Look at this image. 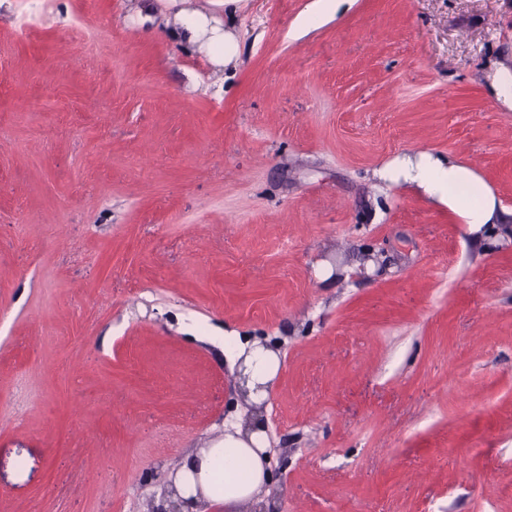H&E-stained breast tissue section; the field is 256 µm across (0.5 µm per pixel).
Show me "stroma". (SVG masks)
<instances>
[{
    "label": "stroma",
    "mask_w": 512,
    "mask_h": 512,
    "mask_svg": "<svg viewBox=\"0 0 512 512\" xmlns=\"http://www.w3.org/2000/svg\"><path fill=\"white\" fill-rule=\"evenodd\" d=\"M314 2L0 0V512H160L228 336L279 512H512V0ZM421 152L499 224L381 178ZM182 36L189 42H195L207 37L206 45L210 48L215 63L224 66L231 63L237 53V45L232 34L220 32L217 28L209 26L206 16L192 11L186 12L181 18ZM230 360L233 366L239 362L238 370L248 377L243 383L239 373L240 383L247 389L250 403L261 405L268 396L267 386L269 384L270 387L279 369L277 354L255 343H246L231 353ZM257 385L260 386L257 388Z\"/></svg>",
    "instance_id": "1"
}]
</instances>
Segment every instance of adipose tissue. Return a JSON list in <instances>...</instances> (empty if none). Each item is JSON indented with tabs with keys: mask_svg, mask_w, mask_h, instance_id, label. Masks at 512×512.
Returning a JSON list of instances; mask_svg holds the SVG:
<instances>
[{
	"mask_svg": "<svg viewBox=\"0 0 512 512\" xmlns=\"http://www.w3.org/2000/svg\"><path fill=\"white\" fill-rule=\"evenodd\" d=\"M181 27L187 41L206 39L215 63L232 62L237 53L234 37L211 27L206 16L196 11L185 13ZM382 176L391 182L404 180L419 185L429 195L447 202L449 209L459 212L473 229L497 218L494 196L479 177L457 163H446L425 153L413 160L393 162ZM230 360L246 377L250 403L261 404L279 369L277 354L246 343L231 353ZM267 447V433L256 415L237 420L222 440L187 458L174 479L183 512H208L220 504L226 512H243L263 503L268 482Z\"/></svg>",
	"mask_w": 512,
	"mask_h": 512,
	"instance_id": "obj_1",
	"label": "adipose tissue"
}]
</instances>
